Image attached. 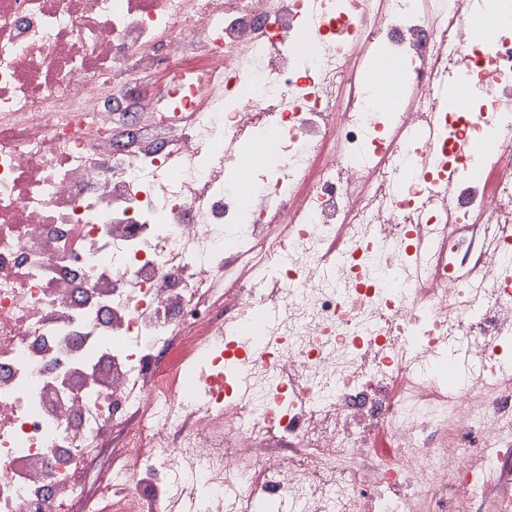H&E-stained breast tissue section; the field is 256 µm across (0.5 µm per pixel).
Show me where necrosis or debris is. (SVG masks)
Returning a JSON list of instances; mask_svg holds the SVG:
<instances>
[{"label": "necrosis or debris", "instance_id": "necrosis-or-debris-1", "mask_svg": "<svg viewBox=\"0 0 512 512\" xmlns=\"http://www.w3.org/2000/svg\"><path fill=\"white\" fill-rule=\"evenodd\" d=\"M495 16L512 0H0V512L83 500L130 414L151 445L124 440L138 468L113 467L104 499L357 512L372 489L401 512L414 476L462 512L473 444L422 435L438 401L461 432L512 434L441 376L512 353V29L479 26ZM360 41L393 83L354 68ZM266 131L255 192L225 193ZM179 333L200 367L238 369L200 387L188 429L142 383ZM397 382L420 463L377 484L353 461Z\"/></svg>", "mask_w": 512, "mask_h": 512}]
</instances>
